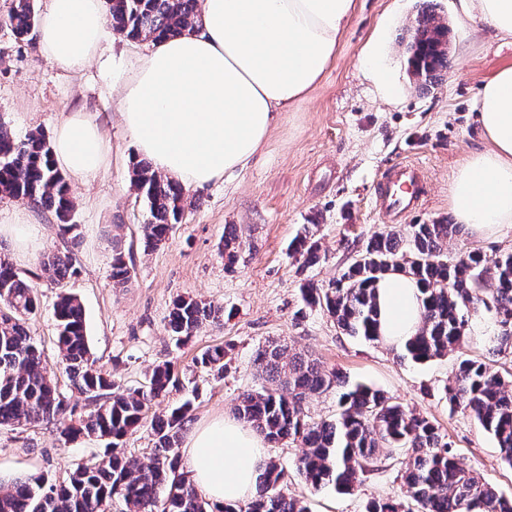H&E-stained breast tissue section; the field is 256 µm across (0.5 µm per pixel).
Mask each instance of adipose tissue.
Returning <instances> with one entry per match:
<instances>
[{
  "label": "adipose tissue",
  "instance_id": "ef3b65f1",
  "mask_svg": "<svg viewBox=\"0 0 512 512\" xmlns=\"http://www.w3.org/2000/svg\"><path fill=\"white\" fill-rule=\"evenodd\" d=\"M355 0H202L193 29L151 42L116 84L119 115L154 169L202 188L245 166L279 113L305 100L336 58ZM460 22L512 35V0H457ZM111 32L106 0H47L32 36L41 55L77 74L100 56ZM486 145L453 175L457 223L486 231L512 224V65L500 68L475 100ZM56 167L83 185L105 169L110 146L98 125L76 112L59 123ZM380 331L403 344L421 321V292L396 272L377 285ZM265 441L234 419L195 428L185 443L198 492L217 504L253 498L267 461Z\"/></svg>",
  "mask_w": 512,
  "mask_h": 512
}]
</instances>
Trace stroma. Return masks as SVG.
<instances>
[{
    "label": "stroma",
    "instance_id": "1",
    "mask_svg": "<svg viewBox=\"0 0 512 512\" xmlns=\"http://www.w3.org/2000/svg\"><path fill=\"white\" fill-rule=\"evenodd\" d=\"M454 2L356 0L336 61L308 98L280 113L261 151L245 168L206 187L186 189L181 223L151 251L142 240L149 209L131 184L132 163L139 154L122 127L112 91L127 77L133 54L144 51L145 41L114 35L103 57L83 73L67 75L40 56L34 42L15 41L0 23V122L19 138L35 130L50 137L60 121L80 110L102 128L112 146L106 170L91 185L72 188L71 231H60L51 212L25 208L29 222L43 232L36 257L19 265L36 284L41 303L28 327L76 414H87L90 407L72 391L59 366L53 305L63 290L77 295L84 306L99 365L125 387H142L155 365L171 362L179 382L153 406V413L188 400L193 425L231 415L237 396L259 386L252 364L255 351L266 341L281 339L313 352L349 382L382 390L428 416L465 468L512 497V466L503 461L495 441L468 413L448 406L444 388L455 355L413 362L404 358L402 347L345 334L326 311L304 306L300 298L304 282L325 287L336 279L375 231L453 223L448 204L452 174L465 153L482 146L473 98L498 69L512 64V38L459 24ZM425 7L452 29L448 67L427 93L417 90L406 53L409 29ZM376 35L382 38L384 63L399 88L400 98L394 102L362 75L363 50ZM408 159L423 169V195L416 210L394 219L378 211L375 185L391 164ZM230 224L245 228L253 243L251 254L233 265L221 254ZM306 224L318 227L321 260L311 267L289 250ZM116 245L134 268L124 288L112 285ZM65 247L76 257V271L58 285L42 276L38 257ZM472 249L491 258L511 252L512 226L482 236L468 230L448 242L452 257ZM179 296L223 304V325L206 323L190 339L175 341L165 324ZM496 332L493 312L483 309L471 316L464 355L505 375L512 372V355L488 352ZM217 344L230 348L220 373L196 363ZM108 446V441L93 437L63 443L52 424L0 426V480L30 474L62 477ZM300 453L287 439L266 448L267 457L285 470L284 492L304 500L310 512H363L369 500L405 498L403 454H394L380 470L366 474L349 495L307 486L293 466Z\"/></svg>",
    "mask_w": 512,
    "mask_h": 512
}]
</instances>
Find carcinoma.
Listing matches in <instances>:
<instances>
[{
	"mask_svg": "<svg viewBox=\"0 0 512 512\" xmlns=\"http://www.w3.org/2000/svg\"><path fill=\"white\" fill-rule=\"evenodd\" d=\"M198 0H108L114 30L129 40H161L192 28ZM37 21L35 0H12L7 18L14 38L24 41ZM421 55L412 58L424 88L438 84L448 67V28L427 12L419 15ZM132 185L146 201L151 221L143 227L145 246L166 240L184 215V189L162 177L146 161L133 164ZM0 194L37 209L54 212L69 230L74 201L63 173L52 162V144L41 132L17 138L0 123ZM463 224H409L402 230L373 233L354 262L328 287L308 283L303 299L326 311L346 334L369 342L378 333L374 284L384 274L401 271L421 285L423 323L404 344L415 362L460 353L466 345L469 312L492 308L499 331L490 339L492 355L512 354V252L488 262L480 250L448 258V239L464 232ZM250 247L243 232L231 225L224 233V255L234 263ZM294 253L303 265L320 262L318 242L310 225L294 240ZM70 249L44 255L40 268L48 279L61 281L75 273ZM112 284L124 288L131 268L120 250L112 255ZM0 426L57 423L59 440L81 436L112 439V452L77 465L66 477L44 475L0 483V512H112L120 501L124 512H307L302 501L281 490L284 469L266 464L259 495L247 504L211 505L180 471V434L191 421L192 405L185 401L151 420L154 453L148 465L128 459L121 451L124 437L147 419L152 404L163 400L175 378L167 364L156 366L146 385L127 389L99 366L89 343L80 299L69 292L54 305L60 363L72 388L93 409L73 420V409L53 376L42 365L41 352L26 322L38 309V295L25 273L0 259ZM224 307L190 297L174 300L167 329L187 339L206 321L218 324ZM227 350L214 346L199 363L224 369ZM253 366L267 385L246 391L234 405L237 418L252 426L269 443L289 439L302 454L295 466L315 490L332 486L352 493L362 477L395 451L408 460L401 475L408 500H373L365 512H512V499L499 494L457 461L451 444L425 416L364 384H349L337 371L292 348L271 340L259 348ZM336 391V417L312 421L305 400L312 394ZM448 405L471 414L497 443L502 459L512 467V378L504 379L490 364L462 358L445 388Z\"/></svg>",
	"mask_w": 512,
	"mask_h": 512,
	"instance_id": "cac0c4a2",
	"label": "carcinoma"
}]
</instances>
